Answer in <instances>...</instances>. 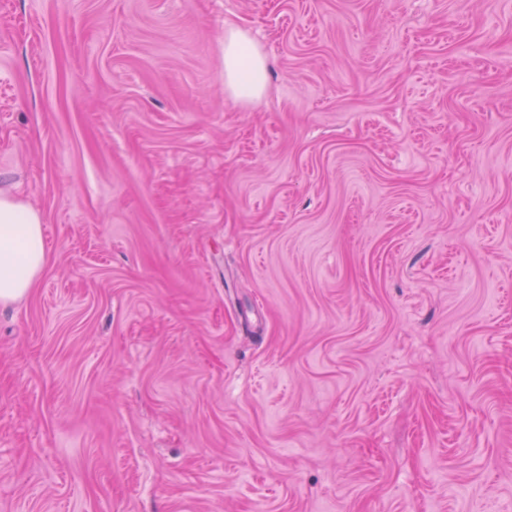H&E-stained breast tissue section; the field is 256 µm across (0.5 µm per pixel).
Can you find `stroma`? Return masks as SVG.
Instances as JSON below:
<instances>
[{
  "label": "stroma",
  "instance_id": "obj_1",
  "mask_svg": "<svg viewBox=\"0 0 512 512\" xmlns=\"http://www.w3.org/2000/svg\"><path fill=\"white\" fill-rule=\"evenodd\" d=\"M0 196V512H512V0H0ZM265 59L244 31L224 32V86L235 99L260 98L265 90ZM39 212L0 197V303L23 298L44 266L46 250Z\"/></svg>",
  "mask_w": 512,
  "mask_h": 512
}]
</instances>
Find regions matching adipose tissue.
<instances>
[{
    "instance_id": "1",
    "label": "adipose tissue",
    "mask_w": 512,
    "mask_h": 512,
    "mask_svg": "<svg viewBox=\"0 0 512 512\" xmlns=\"http://www.w3.org/2000/svg\"><path fill=\"white\" fill-rule=\"evenodd\" d=\"M224 86L237 99L252 100L265 90V59L244 31L224 32ZM39 212L0 197V303L23 298L44 266L46 250Z\"/></svg>"
}]
</instances>
